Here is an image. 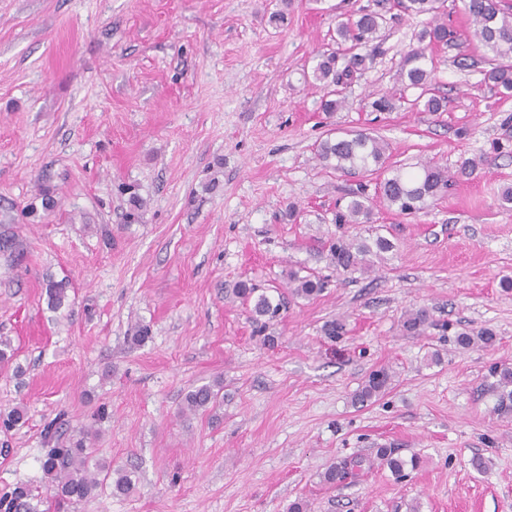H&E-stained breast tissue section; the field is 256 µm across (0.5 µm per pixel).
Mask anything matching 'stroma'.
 Returning a JSON list of instances; mask_svg holds the SVG:
<instances>
[{
  "mask_svg": "<svg viewBox=\"0 0 512 512\" xmlns=\"http://www.w3.org/2000/svg\"><path fill=\"white\" fill-rule=\"evenodd\" d=\"M390 6L0 0V222L24 253L18 264L0 254V336L14 349L0 410L26 411L0 432V487L47 485L53 420L65 439L92 427L96 456L134 472L136 487L50 499L45 512H289L298 501L306 512H512V415L494 413L484 389L492 366L512 364V209L499 205L512 186V98L481 85L484 49L463 0L440 10L454 43L427 52L446 111H418L417 90L398 80L424 15L388 21L338 112H322L321 89L304 80L338 15ZM282 8L286 22L270 23ZM463 54L474 66L458 67ZM385 93L400 107L372 111ZM348 131L386 140L393 165H481L422 213L378 203L372 223L340 229L337 200L379 180L316 158L318 142ZM133 190L147 206L128 224ZM340 230L395 247L370 272H341L320 251ZM309 269L323 293L290 295L289 271ZM65 277L69 303L51 310L45 283ZM242 281L284 296L266 330L233 294ZM420 307L433 322L408 335L401 316ZM335 318L347 333L332 341L323 326ZM137 323L151 329L141 346L126 340ZM464 328L498 341L459 349ZM381 367L387 393L353 404ZM206 384L216 406L185 410ZM385 441L419 469L323 483L337 460Z\"/></svg>",
  "mask_w": 512,
  "mask_h": 512,
  "instance_id": "obj_1",
  "label": "stroma"
}]
</instances>
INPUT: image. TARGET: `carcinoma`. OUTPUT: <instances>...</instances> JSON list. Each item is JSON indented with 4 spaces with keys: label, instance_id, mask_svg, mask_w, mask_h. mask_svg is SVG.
Returning a JSON list of instances; mask_svg holds the SVG:
<instances>
[{
    "label": "carcinoma",
    "instance_id": "cac0c4a2",
    "mask_svg": "<svg viewBox=\"0 0 512 512\" xmlns=\"http://www.w3.org/2000/svg\"><path fill=\"white\" fill-rule=\"evenodd\" d=\"M439 0H397V6L407 13L430 15L428 22L418 34L420 46L404 58L400 68V79L407 88L419 89L421 93L414 100V106L424 112H443L445 98L436 94L427 95L432 71L426 67V51L429 47L453 40L454 33L448 24L437 20ZM465 10L475 29V38L485 51L488 67L482 70V83L496 92L509 96L512 94V3L507 0H465ZM384 22L383 14L368 9H360L357 15H349L336 22V49L319 54V60L312 71L313 83L323 86L324 94L320 109L335 112L344 104L336 97V87L350 81L354 75L367 69L373 60L374 46ZM388 143L364 132H352L336 139L328 138L317 146V158L331 170L341 173L375 172L388 169L389 175L376 184L375 197L363 191L352 193L351 199L343 206L336 207L335 223L366 224L372 220L374 199L400 215H416L429 206V202L443 194L451 183L468 179L479 169L480 162L474 157H460L455 170L450 172L430 161L414 164L409 172L402 167L388 168ZM393 248L391 241L378 236L373 244L356 242L344 236L328 246L331 264L339 271H365L369 268L367 256L371 253L387 252ZM0 253L19 255V243L16 236L5 230L0 233ZM291 293L302 298L319 295L327 285L325 279L309 273L301 276L296 272L288 274ZM69 282L65 279H49L45 283V293L50 307L59 310L68 304ZM236 296L250 311L255 320L262 317L273 319L280 311V304L272 303L265 294L258 292L253 285L242 282L236 290ZM431 323L430 311L426 308L412 309L402 317L403 330L413 336H420ZM495 334L488 330L462 331L456 335L455 343L462 349H489L494 346ZM391 384V374L379 369L369 374L364 384L354 394V403L364 404L384 394ZM486 391L496 399L494 409L501 415L512 413V366L500 364L493 366L487 377ZM218 393L209 386L190 391L185 399V407L190 411L205 409L214 403ZM26 412L22 407H14L0 414V428L9 430L25 423ZM91 428H82L79 434L71 438L67 445H54L46 450L41 461L45 475L50 479L49 491L60 501L72 504L87 502L97 496L100 487L99 473L111 479L112 493L126 495L132 490L130 476L122 470L93 459L89 448ZM387 467L400 476L406 466L416 469L417 460L410 461L395 455L391 447L380 446L375 449L374 460L363 457L341 459L331 465L322 475L323 483L337 486L356 477L364 467H372L373 462ZM42 494L30 484L20 481L12 487L0 491V512H41Z\"/></svg>",
    "mask_w": 512,
    "mask_h": 512
}]
</instances>
